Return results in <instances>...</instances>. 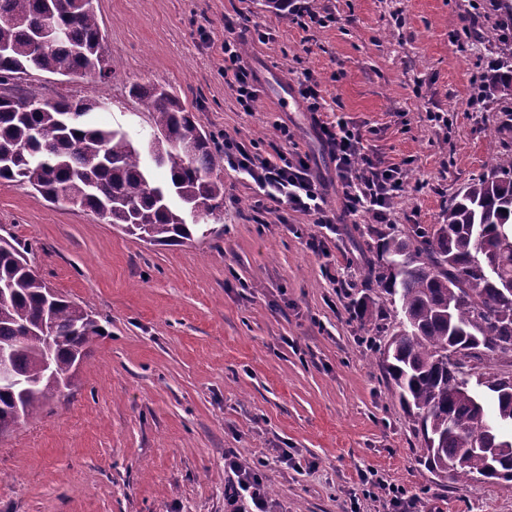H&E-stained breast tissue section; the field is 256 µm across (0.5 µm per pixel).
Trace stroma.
<instances>
[{
    "label": "stroma",
    "instance_id": "stroma-1",
    "mask_svg": "<svg viewBox=\"0 0 512 512\" xmlns=\"http://www.w3.org/2000/svg\"><path fill=\"white\" fill-rule=\"evenodd\" d=\"M276 15L261 0H98L112 77H28L44 99H88L101 125L138 136L147 118L132 85L172 89L216 146L232 137L265 156L307 153L341 206L334 163L300 82L320 83L324 119L341 113L363 144L402 166L406 188L387 224L344 217L326 254L307 242L311 216L287 223L253 185L221 169L224 212L215 233L150 245L99 216L0 181V235L31 243L28 261L58 292L105 322L75 386L39 418L0 438V512H224V453L264 475L277 512H343L374 470L420 498L416 512H512V484H444L419 460L421 441L381 366L393 320L367 281L362 244L373 227L438 224L455 196L512 137V103L494 79L496 51L460 34L472 0H292ZM326 16L301 26L298 13ZM271 28L245 41L257 96L243 108L224 77V19ZM296 98L287 109L283 99ZM483 102L473 109L472 99ZM447 114V124L431 121ZM288 125L283 141L279 125ZM337 273L342 286L331 282ZM378 332L351 316L362 298ZM372 335L373 343L360 339ZM288 449L296 466L276 463Z\"/></svg>",
    "mask_w": 512,
    "mask_h": 512
}]
</instances>
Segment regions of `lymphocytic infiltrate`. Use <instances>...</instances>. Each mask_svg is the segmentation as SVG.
<instances>
[{
	"label": "lymphocytic infiltrate",
	"mask_w": 512,
	"mask_h": 512,
	"mask_svg": "<svg viewBox=\"0 0 512 512\" xmlns=\"http://www.w3.org/2000/svg\"><path fill=\"white\" fill-rule=\"evenodd\" d=\"M245 29L232 18L224 20V73L230 76L241 102L252 101L257 76L243 65L240 44ZM301 94L316 125L319 138L335 164L341 185V208H329L326 185L314 174L306 155L298 152L278 154L271 159L248 149L233 138L224 140V160L243 180L255 184L265 200L279 212L295 211L313 216L315 224L335 231L341 215L372 213L386 221L393 200L404 190L405 173L366 151L361 130L350 119L332 121L321 118L323 98L319 83L305 76ZM224 466L230 479L224 487L225 512H275V504L257 468L241 462L234 452H226Z\"/></svg>",
	"instance_id": "obj_1"
}]
</instances>
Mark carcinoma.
I'll return each instance as SVG.
<instances>
[{"instance_id": "obj_1", "label": "carcinoma", "mask_w": 512, "mask_h": 512, "mask_svg": "<svg viewBox=\"0 0 512 512\" xmlns=\"http://www.w3.org/2000/svg\"><path fill=\"white\" fill-rule=\"evenodd\" d=\"M494 2L497 28H512V0ZM51 13L65 35L40 48ZM498 66L503 90L512 92V49ZM35 72L111 76L93 0H0V180L90 211L153 245L207 235L200 221L224 209V180L214 175L223 155L177 95L155 84L130 89L147 116L148 140L164 143L152 161L168 176L157 182L140 143L91 121L95 103L47 100L24 88ZM377 236L366 276L398 300L401 315L384 345L383 369L423 440L424 465L454 484L512 482V296L502 293V282H512V152L456 195L442 223ZM26 254L19 242L0 240V347L26 380L0 387L1 436L61 396L102 336L98 320L23 264ZM454 354L476 371L479 391L451 364ZM490 358L508 370L487 371ZM490 419L495 441L511 445L476 440Z\"/></svg>"}]
</instances>
